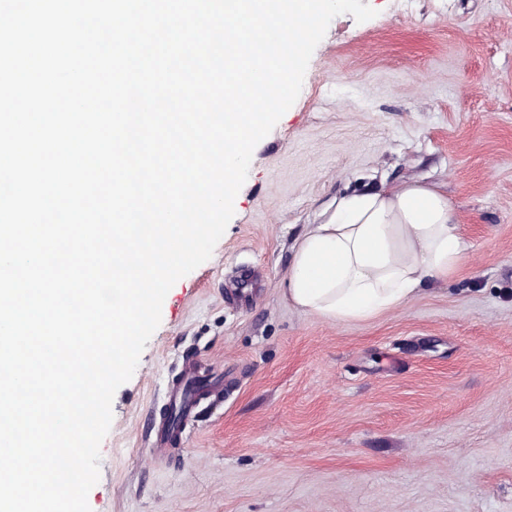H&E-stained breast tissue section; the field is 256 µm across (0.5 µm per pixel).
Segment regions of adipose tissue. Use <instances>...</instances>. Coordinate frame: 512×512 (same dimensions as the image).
<instances>
[{
	"instance_id": "1",
	"label": "adipose tissue",
	"mask_w": 512,
	"mask_h": 512,
	"mask_svg": "<svg viewBox=\"0 0 512 512\" xmlns=\"http://www.w3.org/2000/svg\"><path fill=\"white\" fill-rule=\"evenodd\" d=\"M466 258L447 195L409 181L337 198L298 239L285 293L304 312L364 321L447 278Z\"/></svg>"
}]
</instances>
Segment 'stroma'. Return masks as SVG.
I'll use <instances>...</instances> for the list:
<instances>
[{
  "label": "stroma",
  "mask_w": 512,
  "mask_h": 512,
  "mask_svg": "<svg viewBox=\"0 0 512 512\" xmlns=\"http://www.w3.org/2000/svg\"><path fill=\"white\" fill-rule=\"evenodd\" d=\"M367 2L331 21L211 257L167 293L91 512H512V0ZM406 179L448 196L468 260L366 321L296 308L308 225ZM188 362L218 382L156 445Z\"/></svg>",
  "instance_id": "35a3bbf8"
}]
</instances>
